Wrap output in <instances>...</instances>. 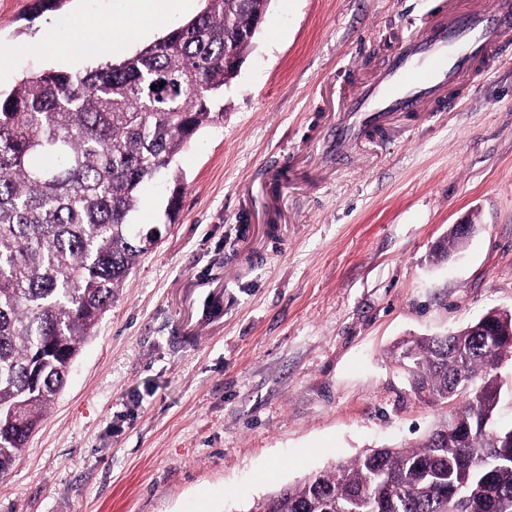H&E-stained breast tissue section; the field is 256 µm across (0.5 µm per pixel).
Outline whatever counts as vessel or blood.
<instances>
[{"label":"vessel or blood","mask_w":512,"mask_h":512,"mask_svg":"<svg viewBox=\"0 0 512 512\" xmlns=\"http://www.w3.org/2000/svg\"><path fill=\"white\" fill-rule=\"evenodd\" d=\"M510 36L512 0H440L426 30L352 98L348 120L336 127L337 151L391 113L417 111L427 98L444 100L447 88L471 74L474 60L492 57Z\"/></svg>","instance_id":"b4317fda"}]
</instances>
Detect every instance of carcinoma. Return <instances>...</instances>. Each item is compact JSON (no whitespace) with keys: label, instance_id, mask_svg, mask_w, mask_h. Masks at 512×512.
<instances>
[{"label":"carcinoma","instance_id":"carcinoma-1","mask_svg":"<svg viewBox=\"0 0 512 512\" xmlns=\"http://www.w3.org/2000/svg\"><path fill=\"white\" fill-rule=\"evenodd\" d=\"M270 0H205L162 38L85 72L47 69L0 92V475L65 387L82 344L158 228L129 215L215 111ZM156 89H151V86ZM497 323L410 339L411 391L460 402L418 444L377 448L279 489L251 512H512V445L496 441Z\"/></svg>","mask_w":512,"mask_h":512}]
</instances>
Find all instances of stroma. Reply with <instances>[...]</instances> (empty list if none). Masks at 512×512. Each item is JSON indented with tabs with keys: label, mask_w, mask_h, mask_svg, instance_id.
Here are the masks:
<instances>
[{
	"label": "stroma",
	"mask_w": 512,
	"mask_h": 512,
	"mask_svg": "<svg viewBox=\"0 0 512 512\" xmlns=\"http://www.w3.org/2000/svg\"><path fill=\"white\" fill-rule=\"evenodd\" d=\"M432 7L270 0L223 122L141 193L130 221L162 239L0 479V512H250L449 414L392 350L512 310V39L448 111L394 114L341 157L334 140ZM124 8L0 0V89L72 70L88 21ZM466 217V247L434 260Z\"/></svg>",
	"instance_id": "stroma-1"
}]
</instances>
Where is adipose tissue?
Returning <instances> with one entry per match:
<instances>
[{
    "mask_svg": "<svg viewBox=\"0 0 512 512\" xmlns=\"http://www.w3.org/2000/svg\"><path fill=\"white\" fill-rule=\"evenodd\" d=\"M193 0H128L122 18L92 29V42L126 47L148 35L152 22L191 9Z\"/></svg>",
    "mask_w": 512,
    "mask_h": 512,
    "instance_id": "obj_1",
    "label": "adipose tissue"
}]
</instances>
